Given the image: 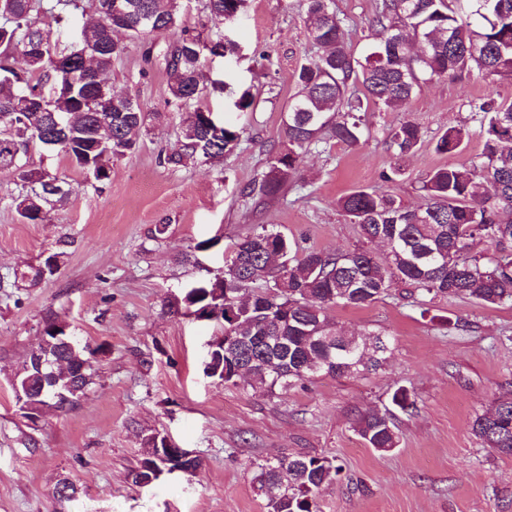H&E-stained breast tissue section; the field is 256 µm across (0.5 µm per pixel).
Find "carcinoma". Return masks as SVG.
<instances>
[{"label": "carcinoma", "instance_id": "cac0c4a2", "mask_svg": "<svg viewBox=\"0 0 512 512\" xmlns=\"http://www.w3.org/2000/svg\"><path fill=\"white\" fill-rule=\"evenodd\" d=\"M132 5L121 28L128 37L148 33H175L168 56L169 94L182 111L178 146L165 163L183 166L202 159L219 161L224 150L239 138L237 130L213 132L210 111L198 106L207 88L203 55L224 56L227 45L203 37V32L182 25L179 0H126ZM111 0H0V173L13 176L21 191L12 202L22 221L47 219L46 207L68 200L67 181L23 162L29 141L62 153L72 165L103 182L110 178L112 161L134 150L148 121L160 118L129 97L95 95L92 74H86V93L46 98L41 112L30 109L29 99L43 95L42 84H58L59 64L84 70V55L97 50L95 70L108 73L121 50L110 35ZM332 0H307L322 53L301 65L299 91L285 109L284 140L270 159L260 194L274 198L285 191L304 151L324 131L348 146L360 144L364 127L359 113L374 105L394 111L434 77L457 78L472 68L487 77L512 78V0H382L374 18L381 39L359 59L343 40L342 20L331 10ZM91 10L102 23L81 27L69 54L57 56L51 27L40 15L54 19ZM226 0H205L208 20L224 21ZM428 43L426 52L407 51L405 41ZM478 120L482 150L470 165L441 166L420 186L424 210L407 208L390 193L355 190L337 201L338 207L360 228L363 245L327 253L306 249L292 253L281 233L262 229L236 241L225 261L224 276L186 292L187 314L202 320L214 305L224 308V336H276L279 342L252 349L249 385L255 390L290 387L314 373L329 376L354 374L376 367V354L387 351L377 339L372 353L367 343L345 334L331 322V307L364 308L396 284L420 291L426 299L469 297L488 307L512 305V103L486 98L472 104ZM112 120L109 148L98 149L101 125ZM470 135L453 127L436 140L438 153L457 150ZM423 142L420 127L404 121L387 134L384 144L396 158L414 153ZM386 241L389 257L378 262L367 243ZM494 250L484 262L479 246ZM50 317L35 350L73 365L71 374L51 376L27 359L13 379L16 401L33 412L59 392L58 409L73 406L93 377L96 350H69ZM236 358L212 357L209 377L224 384V369ZM392 405L408 413L416 408L409 390L400 386ZM355 430L372 448L389 452L398 447L393 414L371 410L356 420ZM471 433L484 446L512 456V391L502 393L490 412L475 417ZM341 467L316 456L284 457L260 467L255 476L269 512H318L323 487L337 481Z\"/></svg>", "mask_w": 512, "mask_h": 512}]
</instances>
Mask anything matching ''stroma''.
<instances>
[{
  "label": "stroma",
  "instance_id": "1",
  "mask_svg": "<svg viewBox=\"0 0 512 512\" xmlns=\"http://www.w3.org/2000/svg\"><path fill=\"white\" fill-rule=\"evenodd\" d=\"M379 2L333 0L355 56L378 39ZM309 27L306 0H243L221 24L234 49L207 68L224 90L200 100L240 131L221 161L165 164L180 133L164 59L174 37L150 34L124 40L108 82L113 93L160 118L135 152L113 161L106 183L63 155L32 147L29 164L65 178L71 195L47 220L31 224L12 203L18 188L11 176L0 174V512H267L253 482L259 466L299 454L342 468L339 481L320 493L319 512H512V457L470 432L473 419L512 390L510 305L438 298L423 311L394 288L369 307L328 311L348 332L388 339L378 369L316 376L271 392L203 372L216 327L183 315L178 303L193 285L223 274L232 243L264 226L300 249L335 253L358 245L359 227L337 208L339 197L363 188L419 208L429 172L477 159L481 141L469 101H512V79L474 71L426 81L401 110L365 112L369 134L359 146L322 136L303 154L287 194L260 200L256 188L281 145L296 71L319 53ZM148 43L149 66L142 59ZM246 87L259 104L243 115L233 102ZM406 120L421 127L424 142L398 161L384 138ZM452 126L467 127L469 138L453 152H435L436 139ZM396 165L401 175L386 181ZM159 223L167 231L156 238ZM208 239L214 247L196 250ZM54 252L64 255L54 276L34 287L17 280ZM187 253L191 261L182 262ZM51 315L101 353L94 382L76 405L49 412L33 430L19 415L11 382ZM400 386L416 408L397 413L399 445L382 453L354 423L361 413L388 407ZM151 434L191 451L201 472L166 473L150 486H134L128 474ZM62 481L76 489L65 501L54 495Z\"/></svg>",
  "mask_w": 512,
  "mask_h": 512
}]
</instances>
